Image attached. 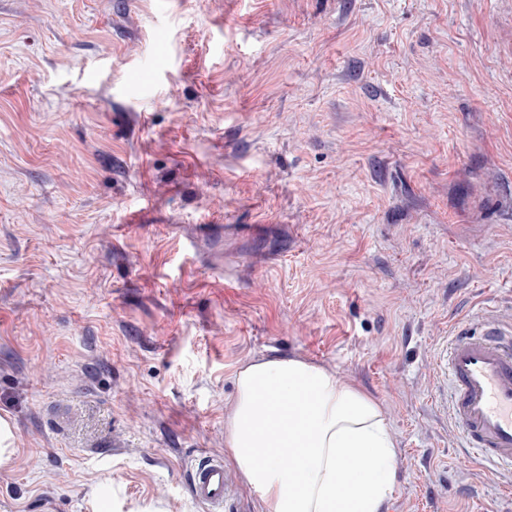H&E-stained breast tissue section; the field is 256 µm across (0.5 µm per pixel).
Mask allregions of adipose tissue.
<instances>
[{
	"mask_svg": "<svg viewBox=\"0 0 512 512\" xmlns=\"http://www.w3.org/2000/svg\"><path fill=\"white\" fill-rule=\"evenodd\" d=\"M235 383L224 446L264 512H381L396 444L372 397L294 357L251 362ZM259 447L284 455L261 462Z\"/></svg>",
	"mask_w": 512,
	"mask_h": 512,
	"instance_id": "obj_1",
	"label": "adipose tissue"
}]
</instances>
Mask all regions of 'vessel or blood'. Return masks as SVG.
I'll list each match as a JSON object with an SVG mask.
<instances>
[{"label": "vessel or blood", "mask_w": 512, "mask_h": 512, "mask_svg": "<svg viewBox=\"0 0 512 512\" xmlns=\"http://www.w3.org/2000/svg\"><path fill=\"white\" fill-rule=\"evenodd\" d=\"M436 366L450 380L445 410L464 447L487 465L512 466V323L491 319L458 329ZM229 485L223 457L206 454L192 462L189 488L207 512H224Z\"/></svg>", "instance_id": "1"}]
</instances>
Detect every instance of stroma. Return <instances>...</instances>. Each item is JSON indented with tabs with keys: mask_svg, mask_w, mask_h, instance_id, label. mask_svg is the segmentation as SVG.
I'll list each match as a JSON object with an SVG mask.
<instances>
[{
	"mask_svg": "<svg viewBox=\"0 0 512 512\" xmlns=\"http://www.w3.org/2000/svg\"><path fill=\"white\" fill-rule=\"evenodd\" d=\"M488 307L512 0H0V512H207L186 468L269 357L381 406L382 512H512L434 373Z\"/></svg>",
	"mask_w": 512,
	"mask_h": 512,
	"instance_id": "obj_1",
	"label": "stroma"
}]
</instances>
